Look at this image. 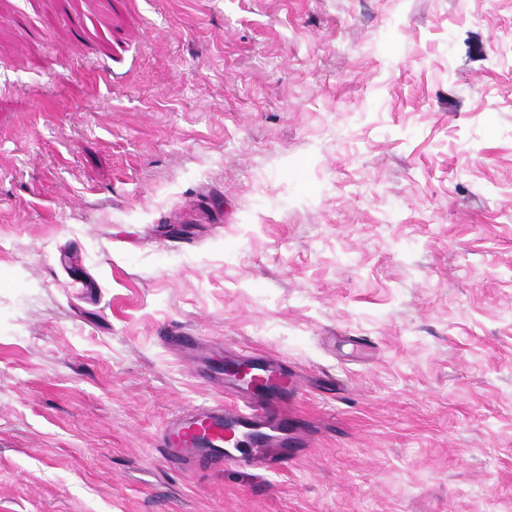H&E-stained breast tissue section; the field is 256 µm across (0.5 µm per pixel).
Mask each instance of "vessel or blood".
Instances as JSON below:
<instances>
[{
	"mask_svg": "<svg viewBox=\"0 0 512 512\" xmlns=\"http://www.w3.org/2000/svg\"><path fill=\"white\" fill-rule=\"evenodd\" d=\"M226 379L235 389V403L196 407L175 417L158 438L166 462L183 466L206 449L214 462L227 466L278 469L288 462V434L296 419L283 400L299 388L297 378L246 354L229 361ZM246 367L240 379L237 367Z\"/></svg>",
	"mask_w": 512,
	"mask_h": 512,
	"instance_id": "1",
	"label": "vessel or blood"
}]
</instances>
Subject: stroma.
<instances>
[{
	"mask_svg": "<svg viewBox=\"0 0 512 512\" xmlns=\"http://www.w3.org/2000/svg\"><path fill=\"white\" fill-rule=\"evenodd\" d=\"M0 512H512V0H0ZM227 361L224 379L235 388L232 395L243 406L196 407L175 417L158 438L164 458L169 465L181 467L195 458L198 448H205L206 455L224 467L280 469L291 459L292 453L286 450L288 433L297 422L283 399L288 391L298 392V380L252 354ZM239 366H247V380L232 370Z\"/></svg>",
	"mask_w": 512,
	"mask_h": 512,
	"instance_id": "obj_1",
	"label": "stroma"
}]
</instances>
